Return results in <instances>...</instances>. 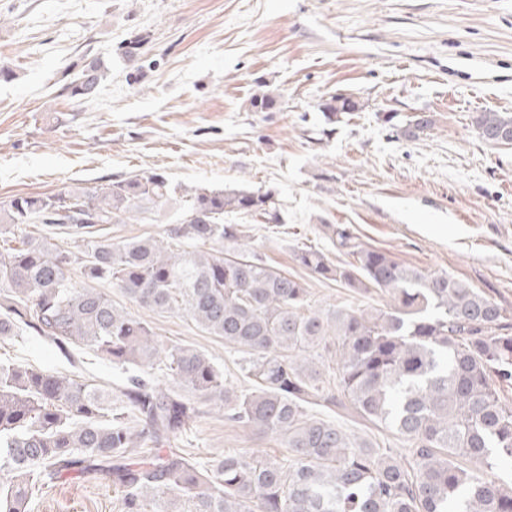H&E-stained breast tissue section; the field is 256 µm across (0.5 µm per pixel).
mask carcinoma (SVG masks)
Masks as SVG:
<instances>
[{
	"label": "carcinoma",
	"instance_id": "cac0c4a2",
	"mask_svg": "<svg viewBox=\"0 0 512 512\" xmlns=\"http://www.w3.org/2000/svg\"><path fill=\"white\" fill-rule=\"evenodd\" d=\"M104 63L84 64L67 86L93 100ZM277 96L258 89L255 112ZM362 104L322 101L334 124ZM479 136L512 140V114L479 112ZM431 126L426 115L394 123L408 139ZM180 195L167 237L114 242L110 224L138 221L144 205ZM281 223L278 201L249 188H185L162 173L101 187L69 186L20 196L0 208V239L21 224L47 235L19 247L0 244V340L26 333L61 351L89 348L126 374L112 392L23 362L0 361V512H31L43 486L91 473L122 493V512H161L181 498L182 512H512V484L494 474L512 461V334L501 307L447 273L424 274L390 254L357 244L328 225L333 264L317 249L295 261L343 288L388 291L386 310L334 305L313 309L307 288L269 266L250 246L248 226L224 214ZM109 281L152 312L187 314L244 357L249 388L237 390L213 359L188 346L165 352L150 322L112 304L72 275ZM336 364V379L324 373ZM357 416L396 431L408 447L399 461L359 442L329 414ZM218 412L224 421L272 435L290 462L253 453L197 459L171 442Z\"/></svg>",
	"mask_w": 512,
	"mask_h": 512
}]
</instances>
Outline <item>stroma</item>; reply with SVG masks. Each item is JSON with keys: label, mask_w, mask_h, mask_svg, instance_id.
<instances>
[{"label": "stroma", "mask_w": 512, "mask_h": 512, "mask_svg": "<svg viewBox=\"0 0 512 512\" xmlns=\"http://www.w3.org/2000/svg\"><path fill=\"white\" fill-rule=\"evenodd\" d=\"M146 36L129 60L120 46ZM107 74L81 103L68 84L84 62ZM0 206L18 196L164 174L182 187L271 192L284 222L228 213L254 249L303 282L311 304L386 308L387 293L351 294L314 277L294 249L336 250L325 225L423 273L445 272L496 302L512 324V144L482 140L476 113H512V0H0ZM279 100L249 105L259 83ZM345 94L360 112L327 127L319 109ZM430 114L419 137L396 135L385 113ZM179 198L142 223L113 224L120 241L165 237ZM160 349L204 351L234 383L239 353L186 314L147 315ZM0 358L113 389L111 363L43 339L0 341ZM182 447L206 458L250 450L278 459L281 441L198 419ZM32 512H121L105 476L41 489Z\"/></svg>", "instance_id": "stroma-1"}]
</instances>
